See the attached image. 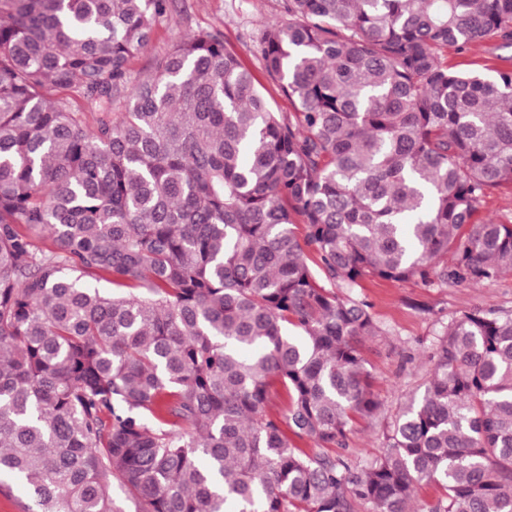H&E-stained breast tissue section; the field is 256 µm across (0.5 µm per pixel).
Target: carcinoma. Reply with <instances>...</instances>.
I'll list each match as a JSON object with an SVG mask.
<instances>
[{"mask_svg":"<svg viewBox=\"0 0 512 512\" xmlns=\"http://www.w3.org/2000/svg\"><path fill=\"white\" fill-rule=\"evenodd\" d=\"M169 5L0 0V475L26 512H123L115 482L135 512H411L424 481L512 512V316L448 322L366 465L322 452L381 408L363 277L512 271L475 218L512 188V66L444 58L512 41V0H282L288 113L218 31L131 80ZM500 57H512V46L496 49L495 45L490 43L479 51H461L450 47L445 61L452 71H478L491 76L494 74L493 70L506 64L498 59Z\"/></svg>","mask_w":512,"mask_h":512,"instance_id":"obj_1","label":"carcinoma"}]
</instances>
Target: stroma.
<instances>
[{"mask_svg":"<svg viewBox=\"0 0 512 512\" xmlns=\"http://www.w3.org/2000/svg\"><path fill=\"white\" fill-rule=\"evenodd\" d=\"M278 15L279 0H172L167 14L156 24L149 46L132 60L131 76L144 75L155 56L202 29L221 32L225 45L254 72H261V24ZM505 57H512V46L498 49L490 44L479 51L452 47L446 62L453 71L489 76ZM354 293L370 305L380 328L379 335L363 341L362 355L374 377L373 390L382 409L377 416L356 424L345 451L354 465L363 466L382 448L387 424L409 396L421 390L431 368L429 358L449 321L473 310L512 315V272L472 285L368 277Z\"/></svg>","mask_w":512,"mask_h":512,"instance_id":"35a3bbf8","label":"stroma"}]
</instances>
